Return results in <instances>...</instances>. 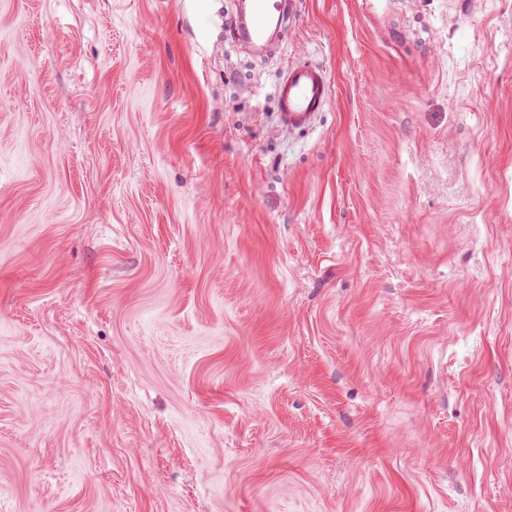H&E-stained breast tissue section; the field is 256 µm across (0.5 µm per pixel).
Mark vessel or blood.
<instances>
[{
    "label": "vessel or blood",
    "instance_id": "1",
    "mask_svg": "<svg viewBox=\"0 0 512 512\" xmlns=\"http://www.w3.org/2000/svg\"><path fill=\"white\" fill-rule=\"evenodd\" d=\"M251 7L248 23L239 29L238 37L244 42L265 43L273 22L286 12L285 0H251ZM330 93L322 67L308 62L290 66L277 89L281 122L291 128L308 126L316 112L328 105Z\"/></svg>",
    "mask_w": 512,
    "mask_h": 512
}]
</instances>
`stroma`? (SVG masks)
<instances>
[{
    "instance_id": "35a3bbf8",
    "label": "stroma",
    "mask_w": 512,
    "mask_h": 512,
    "mask_svg": "<svg viewBox=\"0 0 512 512\" xmlns=\"http://www.w3.org/2000/svg\"><path fill=\"white\" fill-rule=\"evenodd\" d=\"M237 2L0 0V512H512V0ZM252 13L248 24L238 28V37L243 42L264 44L275 19L282 21L286 12V1L251 0ZM326 71L304 62L288 67L277 89L279 117L289 128L308 126L330 100Z\"/></svg>"
}]
</instances>
